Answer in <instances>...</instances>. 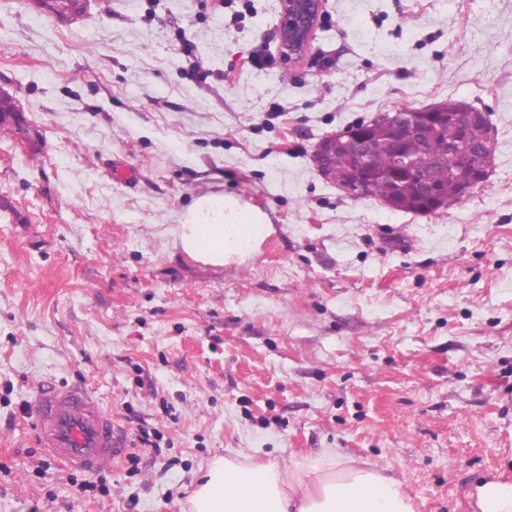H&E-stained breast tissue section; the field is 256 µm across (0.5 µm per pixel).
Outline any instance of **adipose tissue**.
I'll return each mask as SVG.
<instances>
[{"mask_svg": "<svg viewBox=\"0 0 512 512\" xmlns=\"http://www.w3.org/2000/svg\"><path fill=\"white\" fill-rule=\"evenodd\" d=\"M265 215L221 193L199 196L173 228L175 244L207 265L242 263L270 233ZM474 512H512V448L473 486ZM190 512H417L403 480L323 448L294 464H262L238 455L214 461L190 500Z\"/></svg>", "mask_w": 512, "mask_h": 512, "instance_id": "ef3b65f1", "label": "adipose tissue"}]
</instances>
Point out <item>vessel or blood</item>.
Returning a JSON list of instances; mask_svg holds the SVG:
<instances>
[{
	"label": "vessel or blood",
	"mask_w": 512,
	"mask_h": 512,
	"mask_svg": "<svg viewBox=\"0 0 512 512\" xmlns=\"http://www.w3.org/2000/svg\"><path fill=\"white\" fill-rule=\"evenodd\" d=\"M35 407L41 447L69 469L101 471L128 449L124 430L85 385L46 389Z\"/></svg>",
	"instance_id": "b4317fda"
}]
</instances>
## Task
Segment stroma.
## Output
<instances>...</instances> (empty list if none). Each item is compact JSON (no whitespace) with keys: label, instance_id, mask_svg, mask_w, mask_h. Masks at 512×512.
<instances>
[{"label":"stroma","instance_id":"obj_1","mask_svg":"<svg viewBox=\"0 0 512 512\" xmlns=\"http://www.w3.org/2000/svg\"><path fill=\"white\" fill-rule=\"evenodd\" d=\"M224 2L0 0L23 111L0 128V512H186L228 451L321 448L392 469L417 512H473L512 448V0H327L291 68L279 0ZM448 101L496 131L460 203L397 211L316 171L321 137ZM207 193L266 215L246 262L176 247ZM77 382L130 443L93 474L37 445L38 394Z\"/></svg>","mask_w":512,"mask_h":512}]
</instances>
